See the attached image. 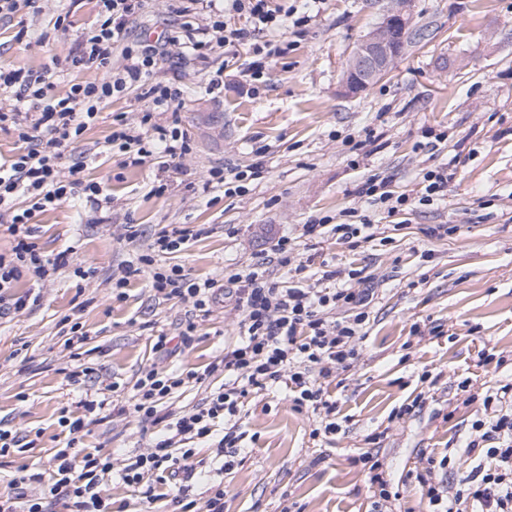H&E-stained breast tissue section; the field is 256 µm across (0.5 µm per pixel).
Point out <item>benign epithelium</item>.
Here are the masks:
<instances>
[{"label":"benign epithelium","instance_id":"1","mask_svg":"<svg viewBox=\"0 0 512 512\" xmlns=\"http://www.w3.org/2000/svg\"><path fill=\"white\" fill-rule=\"evenodd\" d=\"M406 0H396L383 21L354 49L344 72L342 88L347 95H357L384 78L399 57L393 48L395 29L410 28Z\"/></svg>","mask_w":512,"mask_h":512}]
</instances>
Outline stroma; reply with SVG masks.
I'll use <instances>...</instances> for the list:
<instances>
[{
	"mask_svg": "<svg viewBox=\"0 0 512 512\" xmlns=\"http://www.w3.org/2000/svg\"><path fill=\"white\" fill-rule=\"evenodd\" d=\"M392 4L323 0L308 23L257 33L205 60L171 48L155 79L184 93L183 107L160 117L190 135L178 166L125 167L119 152L99 153L115 118L138 126L147 102L134 91L107 103L82 141L65 150L62 170L85 158L81 180L102 183L112 204L96 210L75 199L35 219L43 253L72 248L91 274L23 278L16 292L34 295V305L0 318V425L35 440L0 457V478L49 474L65 439L60 417L80 415V400L98 392L104 418L86 427L80 445L113 453L122 468L150 443L133 418L112 413L141 370L159 362L177 373L201 371L236 341L238 313L221 302L197 318L180 355L159 359L152 338L183 319L186 305L158 299L143 279L126 301L113 299V272L158 232L202 229L184 250L157 261L218 279L246 270L282 234L324 216L337 224L354 210L383 227L385 241L353 248L329 233L302 252L310 271L361 269L376 289L360 359L329 388L340 428L311 438V419L293 410L286 389L251 391L239 421L242 451L223 475L224 512H372L368 473L352 459L370 451L373 433L392 480L403 483L388 512H425L407 475L417 452L458 451L475 412L467 395L512 380V0H409L413 43L386 78L345 95L346 61ZM63 12L71 21L65 28L55 24ZM95 20V0H29L0 19V64L53 69L54 91L65 93L90 78L68 57ZM269 40L288 50L250 82L253 47ZM219 69L224 87L209 91ZM428 127L447 134L437 148L426 145ZM260 158L267 173L244 193L203 191L211 169L231 174ZM444 163L455 176L434 204L390 213L357 194L373 175L396 193L416 194L423 173ZM160 182L166 194L152 195ZM437 224L448 225V235H430ZM73 321L88 333L77 353L66 344ZM80 363L92 368L91 382L69 384L67 373ZM419 396L423 409L401 415Z\"/></svg>",
	"mask_w": 512,
	"mask_h": 512,
	"instance_id": "obj_1",
	"label": "stroma"
}]
</instances>
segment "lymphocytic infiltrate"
Returning a JSON list of instances; mask_svg holds the SVG:
<instances>
[{"label":"lymphocytic infiltrate","instance_id":"1","mask_svg":"<svg viewBox=\"0 0 512 512\" xmlns=\"http://www.w3.org/2000/svg\"><path fill=\"white\" fill-rule=\"evenodd\" d=\"M142 0H97L98 23L84 34L69 57L72 67L93 72L91 80L71 85L57 95L44 75L13 66L0 68V92L14 91L12 107H0V129H11L22 144L6 163H0V222L13 238L9 254H0V316L21 312L25 297H12L10 290L24 276L42 280L61 270L84 277L75 265L71 249L43 254L33 240L32 223L38 213L52 210L82 195L98 206L103 188L97 182H82L81 163H74L69 175H62L60 160L69 145L82 140L95 124L104 105L132 88L145 89L152 108L143 112L139 129L124 121L113 124L101 149L119 151L126 165L140 167L161 158L174 165L190 150L186 130L157 122V114L175 111L184 103L182 91L155 81L157 64L170 46L186 45L193 55L205 59L218 50L243 44L254 32L287 27V14L270 9L269 0H228L229 9L247 20L246 26H230L213 19L217 39H182L177 31L165 29L152 43H128V23ZM121 47L123 63L113 66L112 50ZM454 177L446 166L428 170L422 177L420 195L412 197L390 191L386 181L371 176L359 189L369 205L388 212L411 210L440 200ZM333 230L340 240L358 244L376 240L377 225L367 219L329 225L320 218L303 225L298 236H280L271 252L252 264L247 272H226L223 281H198L179 266L157 264L161 254L180 251L190 235L188 229L172 227L154 239L149 252L133 255L112 279V295L124 300L135 280L147 279L151 290L164 300L191 303L194 310L209 315L217 297L233 300L239 313L240 335L225 347L221 359L205 372L194 370L180 375L150 365L144 368L117 415L136 418L156 432L146 452L128 458L121 470H114L111 456L100 451L76 454L75 447L85 427L83 416L61 417L69 436L57 449L49 476L32 474L12 478L0 493V512H48L50 501H64L69 512H112L102 486L111 474L128 486H146L147 501L168 498L177 512H224V486L211 485L205 502L191 499L198 478L193 444L211 441L222 470H230L227 451L237 449L242 439L239 416L250 389L285 385L292 394L296 411L316 416L324 434L336 433V403L327 387L340 373L354 368L359 344L366 335L369 315L366 307L373 294L363 285L360 270L323 271L322 287L313 288L303 276L304 265L295 261L303 241ZM294 267V275L283 280L270 276L271 266ZM223 372L224 383L195 408L172 410L167 398L190 382ZM484 414L476 416L465 443L464 454L473 463L459 484L438 481V472L454 470L457 458H427L415 478L427 502V512H512V383L486 392ZM38 491H28V483Z\"/></svg>","mask_w":512,"mask_h":512}]
</instances>
